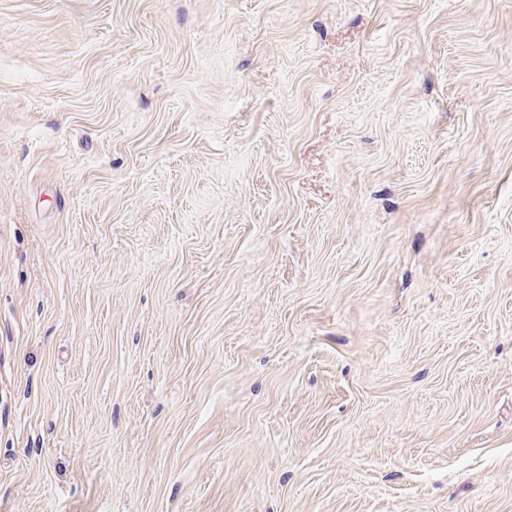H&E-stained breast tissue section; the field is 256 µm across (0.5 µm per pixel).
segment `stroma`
<instances>
[{
    "label": "stroma",
    "instance_id": "obj_1",
    "mask_svg": "<svg viewBox=\"0 0 512 512\" xmlns=\"http://www.w3.org/2000/svg\"><path fill=\"white\" fill-rule=\"evenodd\" d=\"M0 512H512V0H0Z\"/></svg>",
    "mask_w": 512,
    "mask_h": 512
}]
</instances>
